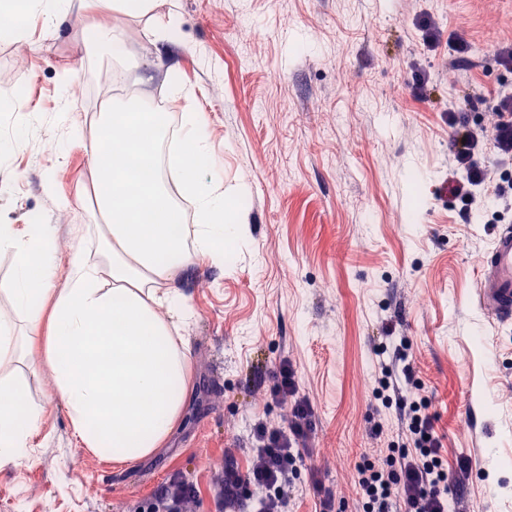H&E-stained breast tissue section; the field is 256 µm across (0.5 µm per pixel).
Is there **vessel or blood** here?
Here are the masks:
<instances>
[{
  "mask_svg": "<svg viewBox=\"0 0 512 512\" xmlns=\"http://www.w3.org/2000/svg\"><path fill=\"white\" fill-rule=\"evenodd\" d=\"M478 303L496 320L512 321V225H500L493 237L480 281Z\"/></svg>",
  "mask_w": 512,
  "mask_h": 512,
  "instance_id": "vessel-or-blood-1",
  "label": "vessel or blood"
}]
</instances>
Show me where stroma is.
Returning <instances> with one entry per match:
<instances>
[{
  "label": "stroma",
  "instance_id": "obj_1",
  "mask_svg": "<svg viewBox=\"0 0 512 512\" xmlns=\"http://www.w3.org/2000/svg\"><path fill=\"white\" fill-rule=\"evenodd\" d=\"M174 2L181 99L167 93L143 18L120 20L124 64L81 22V0L56 30L29 12L25 41L0 39V142L25 141L0 165V224L21 234L54 225L58 252L73 254L76 226L95 221L89 156L75 143L59 158L57 114L84 128L109 99L205 113L225 220L242 227L231 262L195 258L177 281L195 312L182 330L189 388L150 456L118 465L82 448L43 359L0 364V379L46 410L29 460L0 468V512H131L172 479L196 486L197 512H218L212 476L225 449L247 468L255 424L281 421V407L253 389L259 377L273 384L285 358L317 411L286 510L315 512L317 478L353 498L355 464L396 432L372 396L374 348L390 333L409 340L449 460L472 461L468 512H512V323L477 306L483 258L512 207L493 201L482 217L464 215L448 126L461 87L473 95L471 120L512 91L494 62L512 33V0ZM424 11L468 40L467 66L424 54ZM78 83L87 93L74 102L66 92Z\"/></svg>",
  "mask_w": 512,
  "mask_h": 512
}]
</instances>
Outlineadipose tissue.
<instances>
[{"label": "adipose tissue", "instance_id": "ef3b65f1", "mask_svg": "<svg viewBox=\"0 0 512 512\" xmlns=\"http://www.w3.org/2000/svg\"><path fill=\"white\" fill-rule=\"evenodd\" d=\"M86 6L149 17L146 34L153 42L178 40L177 11L156 13L155 0H86ZM145 117L142 109L116 108L90 119L96 252L80 243L64 262L52 225L33 224L21 235L0 224V251L14 256L0 293L30 323L44 325V355L78 441L116 463L160 448L182 411L188 363L171 328L193 318L194 310L175 285L178 272L196 256L216 265L231 261L227 245L238 234L224 218V183L214 172L208 121L200 112L181 119L172 158L195 221L172 233L174 207L162 178L146 168L136 145L110 151L112 132ZM41 422L42 411L23 386L0 384V467L28 457Z\"/></svg>", "mask_w": 512, "mask_h": 512}]
</instances>
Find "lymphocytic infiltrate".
Segmentation results:
<instances>
[{
    "label": "lymphocytic infiltrate",
    "instance_id": "f902f5d3",
    "mask_svg": "<svg viewBox=\"0 0 512 512\" xmlns=\"http://www.w3.org/2000/svg\"><path fill=\"white\" fill-rule=\"evenodd\" d=\"M422 44L431 51L446 48L449 69L468 61L467 40L443 37L432 16L420 25ZM448 125L454 133L453 168L459 176L456 194L465 206L477 210L488 198H512V182L502 177L512 168V93H502L489 109L487 119L472 123L462 117L457 104L448 106ZM376 356L391 355L382 362L374 390L376 399L394 408L398 433L388 447L378 449L355 466L359 512H451L462 502L472 465L468 458L449 463L444 436L420 394L414 360L407 341L394 347L379 344ZM277 383L268 395L285 408L281 424H258L253 430L257 448L247 471H240L233 457H225L215 474L213 488L221 512H285L290 478L306 462L307 444L314 429L315 408L302 393L290 360L279 364ZM196 491L182 481L158 486L145 500L143 512H192Z\"/></svg>",
    "mask_w": 512,
    "mask_h": 512
}]
</instances>
